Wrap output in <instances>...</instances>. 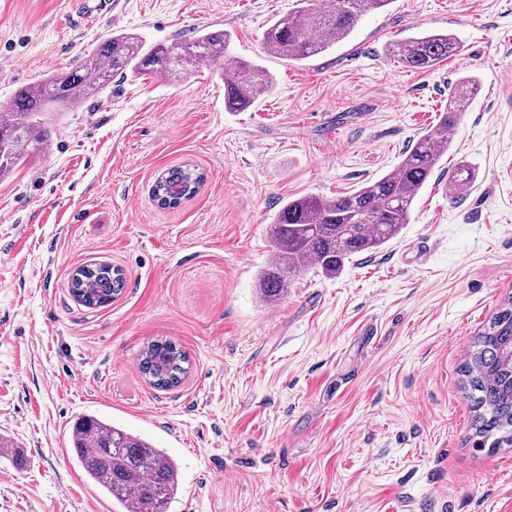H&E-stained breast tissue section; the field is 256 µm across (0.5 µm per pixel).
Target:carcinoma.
<instances>
[{"label": "carcinoma", "instance_id": "cac0c4a2", "mask_svg": "<svg viewBox=\"0 0 512 512\" xmlns=\"http://www.w3.org/2000/svg\"><path fill=\"white\" fill-rule=\"evenodd\" d=\"M273 21L265 30L261 53L283 60H306L346 39L361 19L392 0H322ZM228 31H206L188 41L146 45L135 34L116 31L66 72H52L21 88L11 109L0 110V178L9 176L26 156L45 149L50 131L42 113L73 108L96 99L115 75L152 74L177 78L201 62L224 65V108L241 112L267 93L273 82L262 65L235 55ZM460 49L443 32L389 44L387 56L402 66L428 71ZM480 91L474 76L459 79L437 124L421 134L393 170L336 198L287 199L270 225L273 252L258 286L271 303L298 271L314 266L327 275L343 270L361 254L376 252L410 223L414 202L451 147L450 133L467 102ZM71 279V292L94 309L107 305L125 280L107 264H91ZM186 354L170 340L157 339L141 352L140 369L158 388L178 386L187 374ZM466 387L475 417L472 441L480 448L493 436L512 443V305L493 316L479 334L465 363ZM72 445L87 477L126 512H169L179 488V469L162 449L94 415L79 417Z\"/></svg>", "mask_w": 512, "mask_h": 512}]
</instances>
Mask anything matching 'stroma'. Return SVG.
Returning a JSON list of instances; mask_svg holds the SVG:
<instances>
[{"mask_svg": "<svg viewBox=\"0 0 512 512\" xmlns=\"http://www.w3.org/2000/svg\"><path fill=\"white\" fill-rule=\"evenodd\" d=\"M74 0H0V103L76 67L113 31L146 43L226 30L272 90L224 109L218 67L113 79L97 102L45 117L51 151L0 179V512H123L85 475L72 425L122 427L177 462L170 512H512V445L475 448L462 367L512 301V0H393L301 62L261 56L297 0H120L87 28ZM427 30L459 52L414 72L384 47ZM477 76L451 148L398 238L328 276L310 267L275 303L257 274L290 197L378 179ZM207 180L163 209V170ZM474 174L448 187L457 164ZM126 286L90 309L77 268ZM167 339L182 382L139 361ZM186 354L170 340L157 339L141 352L140 369L150 384L158 388L178 386L188 372Z\"/></svg>", "mask_w": 512, "mask_h": 512, "instance_id": "35a3bbf8", "label": "stroma"}]
</instances>
